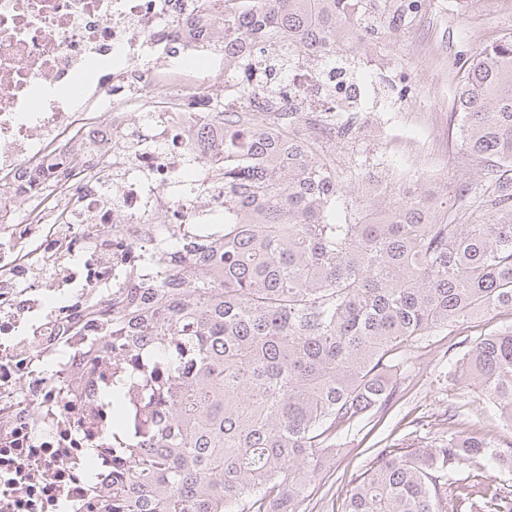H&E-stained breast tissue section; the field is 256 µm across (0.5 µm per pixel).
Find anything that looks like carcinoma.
Returning <instances> with one entry per match:
<instances>
[{
  "label": "carcinoma",
  "mask_w": 512,
  "mask_h": 512,
  "mask_svg": "<svg viewBox=\"0 0 512 512\" xmlns=\"http://www.w3.org/2000/svg\"><path fill=\"white\" fill-rule=\"evenodd\" d=\"M426 0H224V236L158 242L112 307L96 313L87 363L117 368L96 389L112 417V482L98 512H301L339 452L336 430L394 398V351L476 313L512 309V36L465 60L456 90L462 185L448 198L387 193L360 206L322 146L271 135L259 73L289 83L336 68L364 81L360 44L412 26ZM340 139L352 117L321 102ZM512 427V328L472 345L448 372ZM512 446L478 435L383 448L341 512H512V485L459 474Z\"/></svg>",
  "instance_id": "obj_1"
}]
</instances>
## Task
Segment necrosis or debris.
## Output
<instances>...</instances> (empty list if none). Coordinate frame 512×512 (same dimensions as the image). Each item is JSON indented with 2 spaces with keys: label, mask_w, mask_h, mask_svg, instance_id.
Listing matches in <instances>:
<instances>
[{
  "label": "necrosis or debris",
  "mask_w": 512,
  "mask_h": 512,
  "mask_svg": "<svg viewBox=\"0 0 512 512\" xmlns=\"http://www.w3.org/2000/svg\"><path fill=\"white\" fill-rule=\"evenodd\" d=\"M198 0H0V512H96L79 438L107 434L103 408L62 389L90 368L73 323L112 298L128 249L156 244L157 218L206 220L224 194L186 176L224 169V127L210 110L224 81L222 0L207 35ZM360 111L344 76L297 72L262 105L300 112L301 137L329 141L326 94Z\"/></svg>",
  "instance_id": "necrosis-or-debris-1"
}]
</instances>
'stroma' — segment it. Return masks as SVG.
<instances>
[{
  "label": "stroma",
  "instance_id": "obj_1",
  "mask_svg": "<svg viewBox=\"0 0 512 512\" xmlns=\"http://www.w3.org/2000/svg\"><path fill=\"white\" fill-rule=\"evenodd\" d=\"M512 32V12L494 0H472L460 12L455 0H430L406 31L394 35L391 63L368 79V102L377 119L375 133L335 151L336 171L349 183V195L362 196L361 181H350L349 168L361 163L365 176L381 175L391 184H433L447 195L461 221L471 212L458 200L456 188L480 169L455 143L456 118H434L431 107L451 101L465 78L462 58ZM412 82V94L396 99L388 82L400 76ZM512 327L507 309L472 316L461 324L432 330L408 342L395 375L397 394L384 410L344 428L341 451L317 478L302 512H338L358 478L380 448L434 444L449 432H480L498 443L512 444V429L475 390L455 384L448 372L480 337Z\"/></svg>",
  "mask_w": 512,
  "mask_h": 512
}]
</instances>
